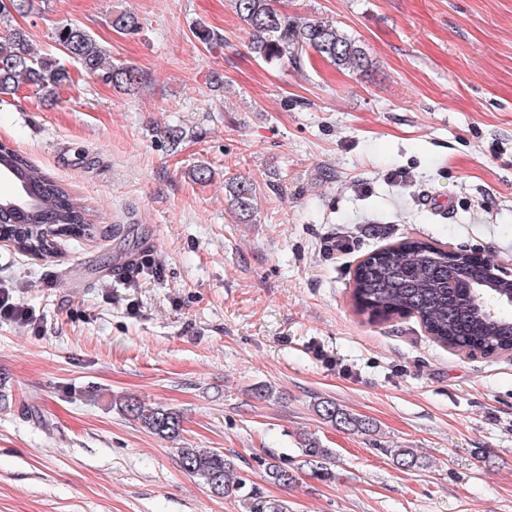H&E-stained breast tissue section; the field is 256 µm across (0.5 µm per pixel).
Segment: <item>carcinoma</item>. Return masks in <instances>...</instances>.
<instances>
[{"label": "carcinoma", "mask_w": 512, "mask_h": 512, "mask_svg": "<svg viewBox=\"0 0 512 512\" xmlns=\"http://www.w3.org/2000/svg\"><path fill=\"white\" fill-rule=\"evenodd\" d=\"M237 16L247 25L250 50L264 62H289L302 66L308 51L340 70L357 72L368 65L363 47L321 17L290 16L277 0H234ZM10 11L0 10V95H13L32 87L52 104L57 89L71 80L57 60L35 52L22 27L9 20ZM116 31L134 32L140 27L132 13L112 15ZM53 39L64 54L83 69L113 88L133 94L141 76L131 66L107 59L106 51L83 27L58 26ZM15 174L17 194L0 197V238L11 241L26 255L43 256L54 249V237L80 236L87 231L86 208L58 181L47 176L11 146L0 143V176ZM229 194L240 220L251 217L256 199L255 185L234 179ZM496 277V295H512V278L495 264L467 254L454 261L448 249L432 243L410 240L368 255L353 272L352 296L358 311L371 318L408 315L417 318L425 330L442 345L471 355H493L512 350V306L494 301L488 305L471 299L479 282ZM315 411L328 423L341 429L366 433L372 421L343 410L329 399L315 405ZM124 412L140 427L157 436L173 439L182 430V418L172 409L128 403ZM301 461L294 465L276 456L264 463L262 481L289 488L297 481V468L306 467L320 481L336 479L330 468L336 459L333 448H325L311 437L299 448ZM386 452L398 466L422 468L424 462L412 448H388ZM181 468L201 480L220 497H234L244 512H288L284 500L266 498L260 486L237 473L232 460L211 448H180Z\"/></svg>", "instance_id": "obj_1"}]
</instances>
